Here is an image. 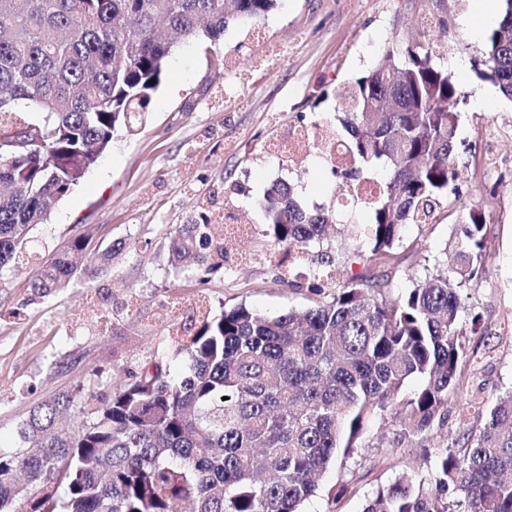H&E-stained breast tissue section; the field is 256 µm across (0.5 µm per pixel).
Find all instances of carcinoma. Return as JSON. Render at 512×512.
I'll return each instance as SVG.
<instances>
[{"label":"carcinoma","instance_id":"1","mask_svg":"<svg viewBox=\"0 0 512 512\" xmlns=\"http://www.w3.org/2000/svg\"><path fill=\"white\" fill-rule=\"evenodd\" d=\"M277 6L0 0V142L15 134L31 143L14 155L0 148V185L9 188L0 194V271L19 263L32 230L114 133L144 122L176 44L214 43L230 22ZM438 57L434 47H391L368 75L336 87L354 164L331 173L359 184L374 165L385 168L370 223L350 225L371 262L392 261L404 227L433 221L441 208L460 227L453 263L388 300L386 284L324 249L336 208L304 209L290 184L272 183L266 234L305 263L312 304L273 317L244 305L206 317L180 348L183 370L144 355L134 379L68 422L61 415L78 405L70 392L34 407L19 428L25 447L0 450V512H299L372 417L398 420L411 443L432 440L477 361L461 339V294L489 258L484 212L460 206L459 90ZM471 66L512 101V0H500L498 27ZM213 232L181 225L169 259L223 265L224 241ZM87 245L75 238L34 268L32 291L65 287L72 254ZM463 445L438 453L428 478L379 489L363 512H512V392L496 397Z\"/></svg>","mask_w":512,"mask_h":512}]
</instances>
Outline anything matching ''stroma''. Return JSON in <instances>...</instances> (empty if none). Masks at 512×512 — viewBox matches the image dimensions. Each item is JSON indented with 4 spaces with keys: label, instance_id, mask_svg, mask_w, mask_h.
Segmentation results:
<instances>
[{
    "label": "stroma",
    "instance_id": "1",
    "mask_svg": "<svg viewBox=\"0 0 512 512\" xmlns=\"http://www.w3.org/2000/svg\"><path fill=\"white\" fill-rule=\"evenodd\" d=\"M480 21L476 0H281L264 19L233 22L209 48L186 41L170 56L151 95L149 120L132 135L117 134L30 246L49 258L81 235L94 249L114 247L109 267L76 273L62 290L35 295L26 270L0 272V449L20 447L19 427L31 409L62 392L108 393L136 372L144 353L182 365L178 350L196 331L205 302L211 314L244 304L275 316L304 310L307 288L289 276L288 258L265 235L264 190L294 184L306 206L333 201L337 185L317 155L276 162L265 140L284 135L292 120L339 128L337 85L367 75L386 46L442 44L438 67L458 84L459 139L468 169L466 206L483 209L490 256L467 291L465 315L481 314L475 376L448 404L432 452L401 438L398 422L376 416L361 446L330 464L302 512H363L377 488L408 474L428 478L435 450L478 431L496 395L512 391V101L471 62L496 29ZM233 58L234 85L212 59ZM496 184L493 198L483 187ZM223 210L252 224V236L228 246L223 268L191 262L176 268L167 245L178 228ZM456 225L411 224L394 265L385 267L387 295L412 277L445 263L456 250ZM345 481L347 494L331 488Z\"/></svg>",
    "mask_w": 512,
    "mask_h": 512
}]
</instances>
